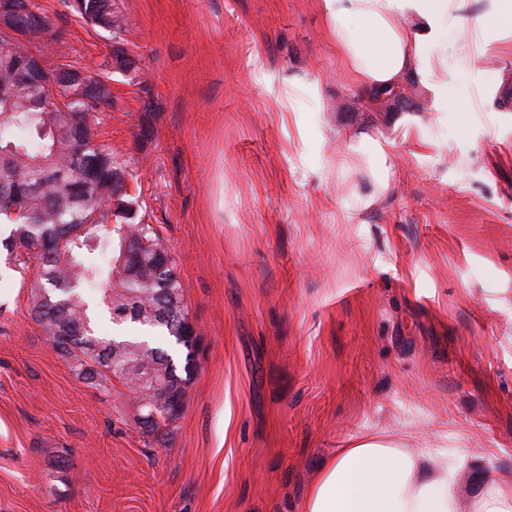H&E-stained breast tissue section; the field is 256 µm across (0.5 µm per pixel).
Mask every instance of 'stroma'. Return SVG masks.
Masks as SVG:
<instances>
[{"mask_svg": "<svg viewBox=\"0 0 512 512\" xmlns=\"http://www.w3.org/2000/svg\"><path fill=\"white\" fill-rule=\"evenodd\" d=\"M71 57L110 40L40 0ZM467 0L441 49L438 112L362 103L325 38L321 0H121L144 77L114 76L102 140L133 162L199 336L164 438L120 382L99 387L32 319L0 256V512H302L325 458L411 432L512 471V37ZM468 39L470 54L457 47ZM383 137L391 188L352 137Z\"/></svg>", "mask_w": 512, "mask_h": 512, "instance_id": "1", "label": "stroma"}]
</instances>
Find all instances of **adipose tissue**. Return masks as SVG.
I'll return each instance as SVG.
<instances>
[{
  "instance_id": "obj_1",
  "label": "adipose tissue",
  "mask_w": 512,
  "mask_h": 512,
  "mask_svg": "<svg viewBox=\"0 0 512 512\" xmlns=\"http://www.w3.org/2000/svg\"><path fill=\"white\" fill-rule=\"evenodd\" d=\"M467 0H322L332 47L354 86L391 89L409 75L448 109V64L431 55ZM461 466L409 440L362 438L326 459L303 512H512V477L461 493Z\"/></svg>"
}]
</instances>
